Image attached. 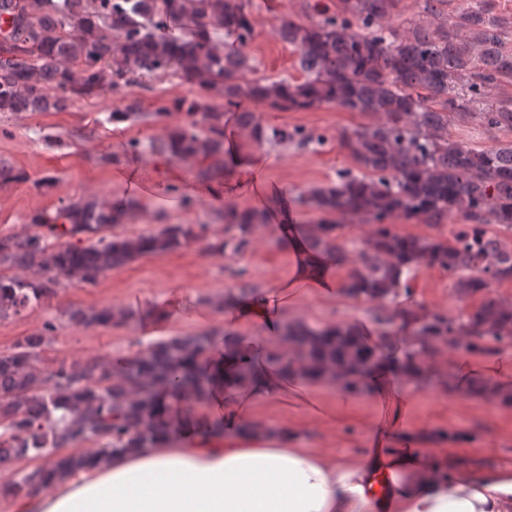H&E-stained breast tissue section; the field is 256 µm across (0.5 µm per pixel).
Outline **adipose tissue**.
Returning <instances> with one entry per match:
<instances>
[{"instance_id": "1", "label": "adipose tissue", "mask_w": 512, "mask_h": 512, "mask_svg": "<svg viewBox=\"0 0 512 512\" xmlns=\"http://www.w3.org/2000/svg\"><path fill=\"white\" fill-rule=\"evenodd\" d=\"M288 391L260 370L244 398L216 384L207 410L158 447L114 455L70 473L20 512H512V465L470 472L417 450L394 448L404 425L380 432L372 462L325 455L288 433H250L251 405Z\"/></svg>"}]
</instances>
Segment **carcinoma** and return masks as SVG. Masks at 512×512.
Here are the masks:
<instances>
[{"instance_id": "cac0c4a2", "label": "carcinoma", "mask_w": 512, "mask_h": 512, "mask_svg": "<svg viewBox=\"0 0 512 512\" xmlns=\"http://www.w3.org/2000/svg\"><path fill=\"white\" fill-rule=\"evenodd\" d=\"M401 3L337 0L334 13L318 3V20L283 22L279 36L298 52L303 79L269 80L253 77L241 50L253 35L248 0H0V15L10 16L0 29V112H60L99 96L110 75L171 71L237 108L236 124L259 147L299 132L264 125L245 102L276 112L336 107L366 118L342 140L355 170L308 191L304 205L318 219L295 230L309 252L344 271L346 297L383 312L372 339L355 322L289 320L279 325L278 342L260 351L226 331L221 368L210 364L216 337L200 333L171 336L116 361L61 363L46 374L37 367L46 337L27 336L0 354V465L22 457L42 464L1 485V497L28 496L116 453L176 438L180 420L194 419L216 382L228 394L251 387L259 360L294 380L330 383L360 397L371 394L374 377L386 369L405 387L449 389L452 381L432 366L443 349L479 356L512 345V303L486 298L494 285L512 281V244L491 230L512 227V144L480 148L448 138L450 113L474 112L487 127L512 130V101L485 96L493 85L512 84V51L503 49L485 0H462L450 20L437 24L402 17ZM220 33L238 48L224 49L215 39ZM173 112L189 123L152 144L154 152L192 164L201 179L222 177L224 112L187 96L157 116ZM138 212L133 200L70 202L33 215L36 231L0 237V266L44 272L36 281L0 274V319L41 306L61 278L93 284L202 238L201 224H166L133 237L114 232ZM452 217L463 224L448 237L406 234L396 224L416 220L437 229ZM338 219L369 222L371 234L349 250L339 243ZM263 223L262 211L228 208L224 224L232 235L207 247L240 252ZM422 266L454 279L458 298L470 302L463 318L399 303L413 294ZM149 314L77 308L68 323L107 327ZM471 390L512 403L511 390L479 376ZM88 443L97 451H82ZM64 447L73 452L56 455Z\"/></svg>"}]
</instances>
